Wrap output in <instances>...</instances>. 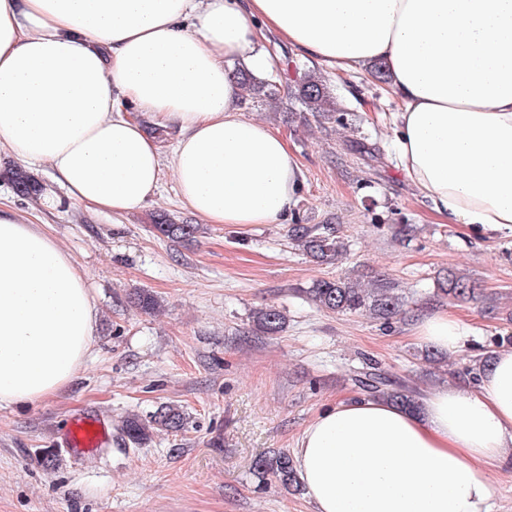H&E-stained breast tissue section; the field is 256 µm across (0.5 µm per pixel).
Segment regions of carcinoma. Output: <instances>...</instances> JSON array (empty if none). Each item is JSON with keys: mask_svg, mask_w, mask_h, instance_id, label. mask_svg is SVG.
<instances>
[{"mask_svg": "<svg viewBox=\"0 0 512 512\" xmlns=\"http://www.w3.org/2000/svg\"><path fill=\"white\" fill-rule=\"evenodd\" d=\"M242 85L252 94L276 103L280 101L282 83L278 78L255 81L246 71H239ZM290 96L298 101L305 111L315 117H323L334 111L326 86L320 77L303 73L294 79ZM3 177L13 186L16 194L25 198L40 195V183L23 167L16 166L3 172ZM157 235L171 241L188 240L197 232L195 224H177L165 215H160L152 224ZM289 237L316 263H329L347 251L346 244L337 236L334 224H293ZM438 292L456 300H475L477 286L470 280L455 273L448 274L440 283ZM309 298L318 307L333 313H369L386 323L403 314V301L394 292V285L385 279L377 287L366 290L348 278L321 279L306 290ZM127 303L142 312L150 313L157 309L158 300L149 291L135 288L127 296ZM257 330L267 336H276L286 324L285 313L275 306H266L253 313ZM355 382L370 397L385 398L408 409L417 408L416 397L402 384L382 373L379 368L361 373ZM186 421L182 408L166 405L158 408L147 418L126 417L122 421V433L134 445H142L157 432L174 434L180 432ZM253 471L261 479L272 477L286 489L299 490L300 482L290 455L285 451H275L253 462Z\"/></svg>", "mask_w": 512, "mask_h": 512, "instance_id": "cac0c4a2", "label": "carcinoma"}]
</instances>
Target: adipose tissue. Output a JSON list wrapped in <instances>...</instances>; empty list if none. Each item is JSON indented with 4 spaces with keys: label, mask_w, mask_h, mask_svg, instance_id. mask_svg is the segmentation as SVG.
I'll return each instance as SVG.
<instances>
[{
    "label": "adipose tissue",
    "mask_w": 512,
    "mask_h": 512,
    "mask_svg": "<svg viewBox=\"0 0 512 512\" xmlns=\"http://www.w3.org/2000/svg\"><path fill=\"white\" fill-rule=\"evenodd\" d=\"M276 35L336 73L383 63L400 166L445 222L512 230V0H0V150L48 165L86 208L125 215L170 164L209 224H273L295 204L287 140L244 114L233 68L271 71ZM179 137L162 159L146 124ZM97 309L73 260L0 207V409L59 393L90 354ZM456 312L414 336L455 351ZM294 460L314 512H493L489 468L512 455V349L478 390L442 385L417 409L341 400Z\"/></svg>",
    "instance_id": "obj_1"
}]
</instances>
